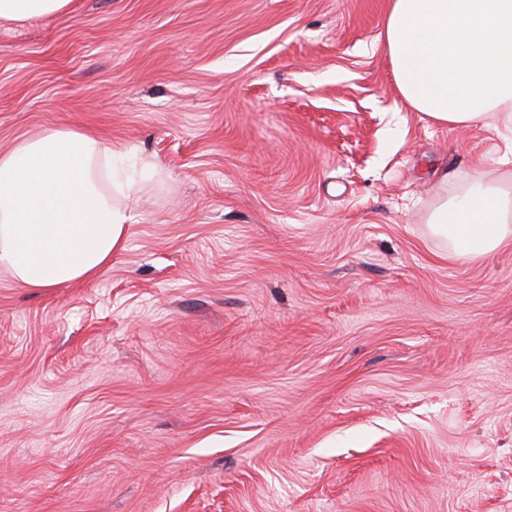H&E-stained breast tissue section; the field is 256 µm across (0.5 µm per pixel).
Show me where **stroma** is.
<instances>
[{
  "instance_id": "obj_1",
  "label": "stroma",
  "mask_w": 512,
  "mask_h": 512,
  "mask_svg": "<svg viewBox=\"0 0 512 512\" xmlns=\"http://www.w3.org/2000/svg\"><path fill=\"white\" fill-rule=\"evenodd\" d=\"M388 0H72L0 24V154L128 150L98 277L0 271V512H512V245L428 224L508 130L408 106Z\"/></svg>"
}]
</instances>
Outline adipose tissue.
Wrapping results in <instances>:
<instances>
[{
    "label": "adipose tissue",
    "instance_id": "1",
    "mask_svg": "<svg viewBox=\"0 0 512 512\" xmlns=\"http://www.w3.org/2000/svg\"><path fill=\"white\" fill-rule=\"evenodd\" d=\"M71 0H0V21L30 22ZM385 38L392 75L407 105L450 127L512 130V0H389ZM111 148L55 129L0 155V270L22 287L92 278L123 247L131 217L113 194L139 183L113 176L101 191L96 158ZM451 257H487L512 242V190L497 170L442 205L430 226Z\"/></svg>",
    "mask_w": 512,
    "mask_h": 512
}]
</instances>
